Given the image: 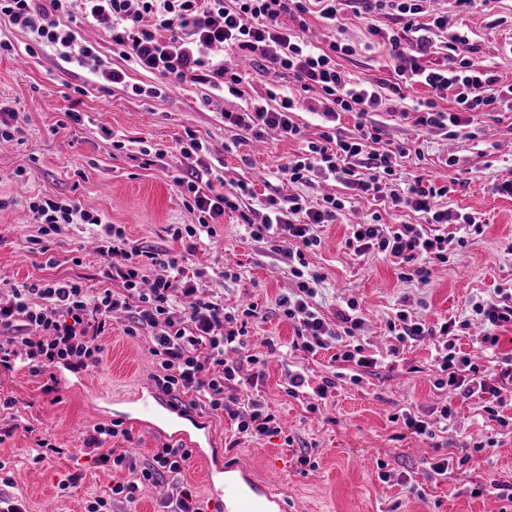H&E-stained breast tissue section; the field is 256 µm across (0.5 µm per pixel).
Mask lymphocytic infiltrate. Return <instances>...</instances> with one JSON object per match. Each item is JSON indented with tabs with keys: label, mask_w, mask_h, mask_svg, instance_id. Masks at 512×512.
Masks as SVG:
<instances>
[{
	"label": "lymphocytic infiltrate",
	"mask_w": 512,
	"mask_h": 512,
	"mask_svg": "<svg viewBox=\"0 0 512 512\" xmlns=\"http://www.w3.org/2000/svg\"><path fill=\"white\" fill-rule=\"evenodd\" d=\"M430 0H0V15L33 34L37 46L55 51L66 64L88 68L109 86H125L127 69L144 70L177 81L207 85L213 94L245 95L247 75L240 71L235 55L251 57L258 69L274 67L291 77L299 89L316 96L319 116L327 130L319 141L308 142L302 153L289 159L282 175L292 184L337 181L353 195L369 197L391 210L408 209L425 217L424 224H402L382 232L377 224H355L345 241L355 257L379 255L396 265H409L420 283L430 278V266L447 262L451 237L444 226L481 232L479 218L452 212L440 206L447 186L417 176L395 187L393 154L409 155L406 146L388 148L382 127L372 120L375 112H395L406 88H426L429 99L414 106L415 125L448 139H476L471 113L487 110L512 112V84L501 86L495 75L476 68L470 58L457 52L440 60H429L431 36L448 29V17L433 12ZM317 11L329 26H336L345 11L358 16L390 17L394 25L384 29L370 25L371 42L391 46L392 79L357 82L341 61L356 52L353 44L337 39L321 47L307 37L305 20ZM77 18L109 30L112 50L123 67L107 66L95 46L78 40L68 26ZM451 107H444V100ZM299 99L269 91L267 101L254 100L237 112L224 115L225 123L260 138L274 132L283 137L301 134L293 114ZM355 113L352 132L339 126L342 114ZM179 149L188 163L187 175H173L174 187L185 205L198 214L194 225L176 227L175 238L213 234L214 225L226 212L240 209L243 199L253 197L249 182H225L219 170L221 158L195 134L180 139ZM347 198L323 195L318 201L299 194L267 195L260 222H248L246 231L257 241L284 251L297 286L278 299L284 317L295 325L292 346L309 353L337 345L336 360L368 369L377 360L365 355L354 337L361 328L355 314L357 303L348 300L339 326H332L310 303L320 276L310 270L305 253L318 246L315 228L334 223ZM43 234L30 238L33 250L47 253L49 235L65 224L100 227L98 251L104 259L101 273L107 288L89 294L73 281H37L11 285L12 299L0 304V366L21 363L32 376L44 375L57 364L74 370L97 366L98 341L112 324V314L123 310L129 320L127 336L149 339L150 352L158 366L153 380L172 399L194 393L202 411L228 413L238 433L263 437L279 432L278 420L265 403L245 399L236 410H228L231 390L256 388L264 376L263 359L249 351L247 325L259 318L257 306L227 307L210 298L201 277H188L178 257L137 244L122 226L105 224L101 215L82 208L78 200L33 198L28 204ZM471 310L482 327V343L497 346L496 329L512 325V289L495 288L492 296L471 302ZM444 323L440 329L412 320L399 310L389 323L398 344L418 341L441 333L437 354L441 377L438 386L478 398L492 420H499L504 391L512 389V356L495 358L491 367L476 365L458 348ZM254 371L242 376L243 364ZM120 423L97 425L84 438V453L95 462L127 466L130 477L116 483L112 500L133 503L146 485L176 478L192 456L191 449L163 443L151 458L136 464L125 454L108 448L107 440L126 436Z\"/></svg>",
	"instance_id": "obj_1"
}]
</instances>
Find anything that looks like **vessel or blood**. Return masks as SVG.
<instances>
[{
  "label": "vessel or blood",
  "mask_w": 512,
  "mask_h": 512,
  "mask_svg": "<svg viewBox=\"0 0 512 512\" xmlns=\"http://www.w3.org/2000/svg\"><path fill=\"white\" fill-rule=\"evenodd\" d=\"M129 402L137 418L149 428L190 448L202 459L209 494L220 503L222 512H288L271 481L256 479L229 455L203 453V444L214 441L204 418L153 391H136Z\"/></svg>",
  "instance_id": "1"
}]
</instances>
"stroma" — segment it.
<instances>
[{"instance_id": "35a3bbf8", "label": "stroma", "mask_w": 512, "mask_h": 512, "mask_svg": "<svg viewBox=\"0 0 512 512\" xmlns=\"http://www.w3.org/2000/svg\"><path fill=\"white\" fill-rule=\"evenodd\" d=\"M309 29L322 44L342 39L357 52L344 59L352 77L371 81L387 77V46L364 50L366 20L346 15L339 29L323 23L318 14L307 17ZM464 34L471 60L512 83V0H476L469 12L450 18L447 32L433 38V58H442L444 44ZM0 39L12 51L0 53V106L17 112L18 141L0 149V198L13 204L0 210V281H76L89 292L105 282L100 275L102 256L90 247L91 226L63 225L52 238V252H30L28 237L40 226L28 209V200L40 195L71 197L88 211L104 215L124 227L127 236L142 245L178 256L186 273H205L208 294L229 305H257L263 319L250 330V346L265 349L267 339L287 343L295 335L276 300L292 292L296 280L288 263L269 244L245 232L243 217L259 220L260 194L278 189L296 192L282 180L281 168L300 150V141L271 137L262 141L225 125L224 115L237 111L243 100L212 95L208 86L169 84L164 99L133 95L122 88H106L84 68L61 62L52 50L32 51L30 32L14 28L0 17ZM80 101L84 120L68 122L73 101ZM386 138L396 144L413 143L420 156L394 160L397 178L434 175L447 179L450 193L443 203L477 214L482 234H469L448 262L431 266L428 283L401 276L398 266L384 258L357 260L345 246L350 225L366 224L377 209L369 198H354L333 224L317 229L321 244L307 260L321 280L312 304L330 323L348 299L358 302L363 321L359 340L365 355L377 358L378 369L359 372L357 366L332 362V350L309 354L291 351L288 357L269 356L263 382L252 395L277 415L281 432L261 438L236 437L228 416L208 415L217 447H230L239 461L259 474L276 478L288 493L289 512H512V502L500 499L489 485H512V431L488 420L478 399H456L454 429L428 439L411 433L403 412L428 415L443 397L437 379L435 340H423L396 352L387 324L402 309L413 320L440 326L471 316L469 302L494 288L512 284V197L494 194L497 184L512 180V112H477L473 119L483 134L475 140L451 141L429 134L401 117L376 115ZM195 131L224 161L225 179L253 183L256 198L246 200L242 212L226 213L213 235L179 240L169 225L196 223V213L184 205L171 177L185 163L176 143L186 131ZM125 141L112 147L113 135ZM163 150L159 164L145 165L142 145ZM456 166H446L448 155ZM250 165H243L242 157ZM234 279H224V269ZM125 313L115 314L112 327L99 340L98 366L85 370L87 387L72 389V372L51 371L53 391L44 394L42 378L26 368H0V398L14 401L0 412V430L11 429L0 440V461L5 462L27 512H42L53 499L56 512H86L88 500L108 496L125 481L124 468L95 464L82 451L85 432L97 424L120 422L129 439L112 445L135 460L150 456L163 439L135 424L126 395L153 389L156 365L147 339L124 332ZM304 369L312 382L340 372L335 392L325 405L309 411L306 399L288 396V372ZM360 382H353V375ZM106 399L94 400L95 391ZM47 438L61 454L34 462L36 442ZM497 447L486 448L488 439ZM312 449L314 464L302 468L297 457ZM454 458L470 455L468 464L450 466L446 476L429 479L425 462L437 454ZM80 485L62 489L72 474Z\"/></svg>"}]
</instances>
